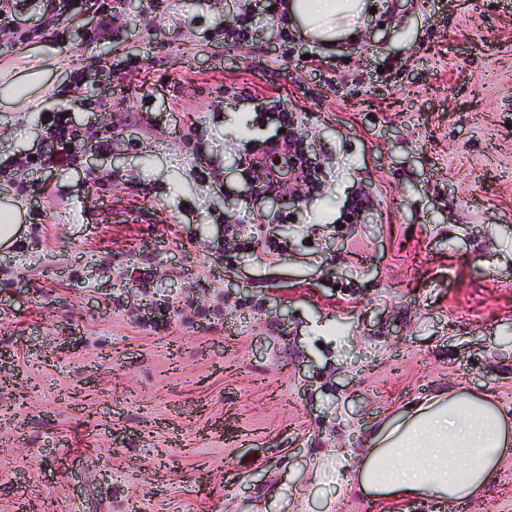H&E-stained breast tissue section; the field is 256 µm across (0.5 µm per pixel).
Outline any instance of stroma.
Masks as SVG:
<instances>
[{
    "label": "stroma",
    "mask_w": 512,
    "mask_h": 512,
    "mask_svg": "<svg viewBox=\"0 0 512 512\" xmlns=\"http://www.w3.org/2000/svg\"><path fill=\"white\" fill-rule=\"evenodd\" d=\"M151 2L104 43L87 0L0 36L1 162L44 146L43 112L108 137L43 171L0 250V512H512V456L452 504L309 472L450 387L512 413V0H374L360 41L290 56L267 15L225 42L235 0ZM35 66L18 106L3 88ZM282 104L324 177L269 211L238 162Z\"/></svg>",
    "instance_id": "1"
}]
</instances>
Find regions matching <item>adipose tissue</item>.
Listing matches in <instances>:
<instances>
[{"mask_svg":"<svg viewBox=\"0 0 512 512\" xmlns=\"http://www.w3.org/2000/svg\"><path fill=\"white\" fill-rule=\"evenodd\" d=\"M370 0H287L286 15L301 34L325 46L358 35ZM512 455V427L484 398L443 391L396 414L370 437V448L350 478L382 500L461 501L485 489Z\"/></svg>","mask_w":512,"mask_h":512,"instance_id":"obj_1","label":"adipose tissue"}]
</instances>
